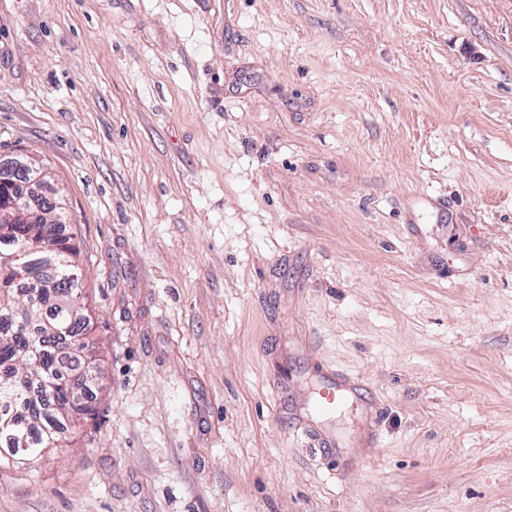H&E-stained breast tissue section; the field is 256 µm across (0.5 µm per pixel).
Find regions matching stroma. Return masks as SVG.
Instances as JSON below:
<instances>
[{"label":"stroma","mask_w":512,"mask_h":512,"mask_svg":"<svg viewBox=\"0 0 512 512\" xmlns=\"http://www.w3.org/2000/svg\"><path fill=\"white\" fill-rule=\"evenodd\" d=\"M18 155L101 369L0 512H512V0H0ZM354 392L352 388L336 384L334 377L326 374L323 377V386L319 390L321 401L318 408L323 414H330L336 410V404H343L354 395Z\"/></svg>","instance_id":"obj_1"}]
</instances>
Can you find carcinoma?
Returning a JSON list of instances; mask_svg holds the SVG:
<instances>
[{"instance_id": "carcinoma-1", "label": "carcinoma", "mask_w": 512, "mask_h": 512, "mask_svg": "<svg viewBox=\"0 0 512 512\" xmlns=\"http://www.w3.org/2000/svg\"><path fill=\"white\" fill-rule=\"evenodd\" d=\"M54 221L0 226V256H17L0 267V462L36 466L72 424L70 413L92 411L93 374L100 359L88 340L87 295L72 286L77 248L63 197Z\"/></svg>"}]
</instances>
